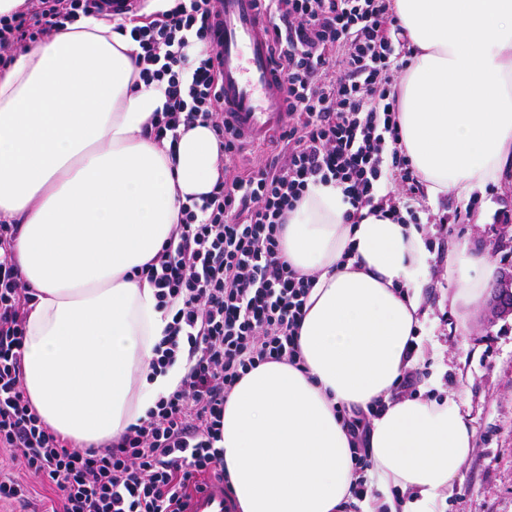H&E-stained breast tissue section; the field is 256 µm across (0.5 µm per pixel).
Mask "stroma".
I'll use <instances>...</instances> for the list:
<instances>
[{"mask_svg":"<svg viewBox=\"0 0 512 512\" xmlns=\"http://www.w3.org/2000/svg\"><path fill=\"white\" fill-rule=\"evenodd\" d=\"M412 208L434 255L423 289L428 318L420 348L431 370L441 372L444 390H464L463 411L476 436V452L461 473V484L447 499L445 512H512V314L496 312L489 288L471 307L468 330H461L450 305L448 279V255L463 243L487 255L492 281L512 272V260L501 261L492 252L496 233L506 214L512 213V180L468 202L452 195L432 201L423 194ZM466 208L472 222L456 225L452 235H442L433 223L435 217Z\"/></svg>","mask_w":512,"mask_h":512,"instance_id":"stroma-1","label":"stroma"}]
</instances>
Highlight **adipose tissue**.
Here are the masks:
<instances>
[{
  "label": "adipose tissue",
  "mask_w": 512,
  "mask_h": 512,
  "mask_svg": "<svg viewBox=\"0 0 512 512\" xmlns=\"http://www.w3.org/2000/svg\"><path fill=\"white\" fill-rule=\"evenodd\" d=\"M392 4L412 48L402 148L431 200L483 193L512 174V0ZM139 71L129 36L95 16L24 44L0 71V219L19 227L14 261L34 294L23 384L78 449L119 436L179 385L182 364L151 369L173 311L133 270L223 173L208 126L181 129L173 148L147 135L165 98ZM349 209L341 188L318 183L283 228V260L316 283L300 366L260 364L224 402L219 446L240 512H344L356 475L343 406L384 405L361 512H438L476 450L462 391L390 398L427 317L422 229L369 213L353 225ZM489 275L485 255L449 254L461 329Z\"/></svg>",
  "instance_id": "adipose-tissue-1"
}]
</instances>
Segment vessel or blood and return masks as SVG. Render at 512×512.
I'll return each instance as SVG.
<instances>
[{"label": "vessel or blood", "instance_id": "obj_1", "mask_svg": "<svg viewBox=\"0 0 512 512\" xmlns=\"http://www.w3.org/2000/svg\"><path fill=\"white\" fill-rule=\"evenodd\" d=\"M220 44V86L224 116L242 138L268 140L288 121L282 107L285 83L274 63L268 17L256 0H222L214 20ZM188 512H236L222 482L207 481L191 490Z\"/></svg>", "mask_w": 512, "mask_h": 512}]
</instances>
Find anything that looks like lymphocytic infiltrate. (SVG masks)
<instances>
[{"label":"lymphocytic infiltrate","instance_id":"1","mask_svg":"<svg viewBox=\"0 0 512 512\" xmlns=\"http://www.w3.org/2000/svg\"><path fill=\"white\" fill-rule=\"evenodd\" d=\"M138 22L126 17L139 76L162 87L152 121L156 140L180 126H209L225 160L245 148L224 119L212 18L219 0H173ZM114 0H28L0 17V66L25 40L51 37L65 23L111 13ZM274 57L287 89L282 151L248 171L225 170L201 202L180 208L161 251L138 270L160 305L177 303L155 346L154 372L185 358L186 372L145 419L96 448L78 450L32 408L23 386L27 314L33 300L12 259L18 225L0 224V470L20 468L48 485L52 512H186L200 476L226 478L224 401L265 362L299 364L297 344L313 277L281 258L288 212L310 185L341 187L356 220L363 208L405 223L423 185L400 146L396 86L408 40L392 0H264ZM208 46L190 59L191 42ZM391 177L396 195L377 186Z\"/></svg>","mask_w":512,"mask_h":512}]
</instances>
